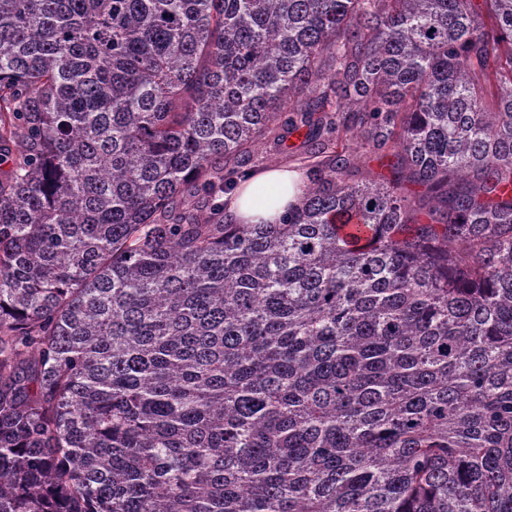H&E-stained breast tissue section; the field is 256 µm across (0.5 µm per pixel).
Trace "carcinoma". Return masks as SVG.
<instances>
[{"label": "carcinoma", "instance_id": "1", "mask_svg": "<svg viewBox=\"0 0 512 512\" xmlns=\"http://www.w3.org/2000/svg\"><path fill=\"white\" fill-rule=\"evenodd\" d=\"M2 157L0 512H512V0H0ZM266 144L251 152L253 169L261 170L269 166L284 168H269L262 170L233 192L224 195L228 202L227 210L239 224H274L278 223L282 215L289 208L300 203L306 189V179L302 171L295 168L299 161L297 157L269 152ZM271 193L276 203L265 206L259 202L262 194ZM381 174L389 175L388 170L382 167L375 154L369 153L358 161L355 172V181L368 183L379 179Z\"/></svg>", "mask_w": 512, "mask_h": 512}]
</instances>
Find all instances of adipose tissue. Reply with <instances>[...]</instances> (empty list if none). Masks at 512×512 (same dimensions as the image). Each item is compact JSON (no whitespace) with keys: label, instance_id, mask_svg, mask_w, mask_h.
Returning <instances> with one entry per match:
<instances>
[{"label":"adipose tissue","instance_id":"1","mask_svg":"<svg viewBox=\"0 0 512 512\" xmlns=\"http://www.w3.org/2000/svg\"><path fill=\"white\" fill-rule=\"evenodd\" d=\"M306 180L295 168L260 171L233 192L226 194L227 209L241 224H274L287 209L298 206Z\"/></svg>","mask_w":512,"mask_h":512}]
</instances>
